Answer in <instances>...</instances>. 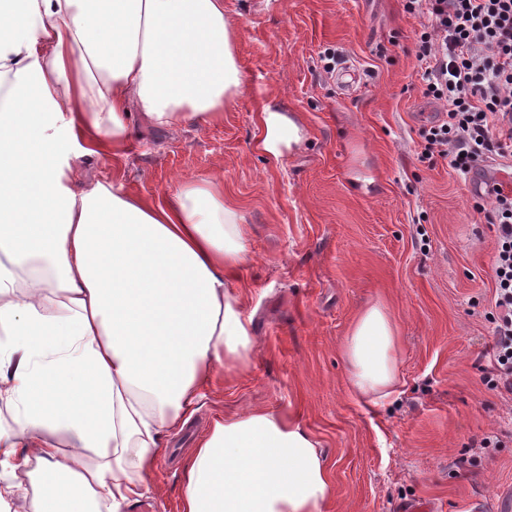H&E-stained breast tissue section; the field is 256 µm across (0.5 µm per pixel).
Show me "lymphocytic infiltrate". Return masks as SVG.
<instances>
[{"mask_svg":"<svg viewBox=\"0 0 512 512\" xmlns=\"http://www.w3.org/2000/svg\"><path fill=\"white\" fill-rule=\"evenodd\" d=\"M420 19L416 59L422 93L443 117L423 128L421 159L441 157L463 178L489 161L512 167V0H406ZM487 193L496 227L491 381L512 393V189Z\"/></svg>","mask_w":512,"mask_h":512,"instance_id":"1","label":"lymphocytic infiltrate"}]
</instances>
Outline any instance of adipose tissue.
Wrapping results in <instances>:
<instances>
[{
	"label": "adipose tissue",
	"instance_id": "obj_1",
	"mask_svg": "<svg viewBox=\"0 0 512 512\" xmlns=\"http://www.w3.org/2000/svg\"><path fill=\"white\" fill-rule=\"evenodd\" d=\"M224 0H0V512H125L148 492L163 433L183 427L215 373L256 355L231 278L249 226L224 177L160 196L79 175L64 142L120 160L135 129L224 119L243 77ZM258 149L301 127L270 104ZM381 302L342 346L346 389L380 406L399 382ZM180 512H321L335 486L292 412L215 419L183 461Z\"/></svg>",
	"mask_w": 512,
	"mask_h": 512
}]
</instances>
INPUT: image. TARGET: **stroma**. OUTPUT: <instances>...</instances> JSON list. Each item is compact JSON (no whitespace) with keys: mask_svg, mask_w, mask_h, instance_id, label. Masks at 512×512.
<instances>
[{"mask_svg":"<svg viewBox=\"0 0 512 512\" xmlns=\"http://www.w3.org/2000/svg\"><path fill=\"white\" fill-rule=\"evenodd\" d=\"M405 0H224L235 22L241 93L221 124L141 133L119 168L151 197L178 177L224 176L250 226L235 285L256 356L220 370L179 431L164 434L149 490L127 512H179L182 460L220 415L292 410L321 443L335 493L322 512H469L512 489V396L488 384L496 231L465 180L420 161L439 107L422 94ZM336 53L324 68L325 49ZM363 80L338 86L341 63ZM273 103L305 141L275 157L254 146ZM381 301L399 327L402 381L385 405L353 402L341 344ZM498 437L486 448L482 440Z\"/></svg>","mask_w":512,"mask_h":512,"instance_id":"35a3bbf8","label":"stroma"}]
</instances>
